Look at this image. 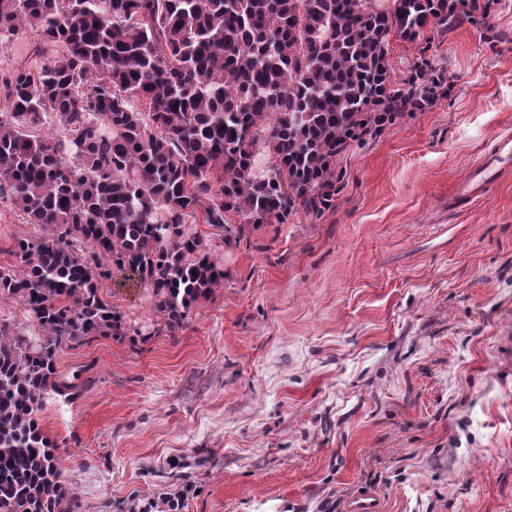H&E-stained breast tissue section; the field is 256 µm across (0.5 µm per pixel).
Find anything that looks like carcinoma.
<instances>
[{"label": "carcinoma", "mask_w": 512, "mask_h": 512, "mask_svg": "<svg viewBox=\"0 0 512 512\" xmlns=\"http://www.w3.org/2000/svg\"><path fill=\"white\" fill-rule=\"evenodd\" d=\"M493 3L0 0V47L22 25L62 47L0 74V203L48 229L15 240L24 267L0 269V296L40 330L32 339L0 323V512H75L35 414L49 394L71 400L60 351L128 335L99 294L112 267L152 290L167 327L180 324L224 286L187 221L202 216L229 245L250 227L321 216L348 146L444 88L422 55L410 89L393 88L390 35L475 24ZM49 114L68 146L33 132Z\"/></svg>", "instance_id": "1"}]
</instances>
